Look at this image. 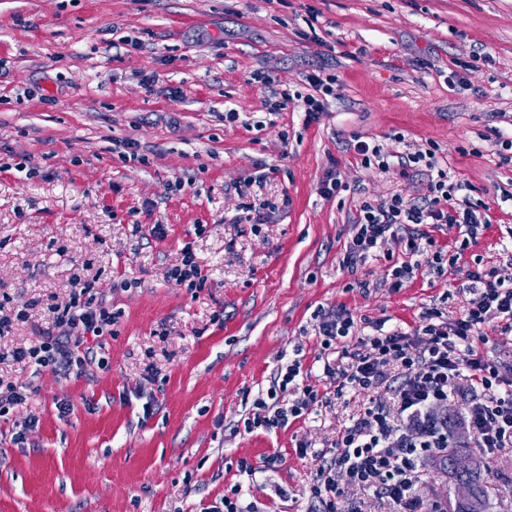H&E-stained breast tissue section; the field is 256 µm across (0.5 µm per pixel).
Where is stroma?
<instances>
[{
    "label": "stroma",
    "mask_w": 512,
    "mask_h": 512,
    "mask_svg": "<svg viewBox=\"0 0 512 512\" xmlns=\"http://www.w3.org/2000/svg\"><path fill=\"white\" fill-rule=\"evenodd\" d=\"M460 61L473 64L464 92L447 82ZM319 67L336 77L327 112L268 114L254 71L304 93ZM398 132L436 147L491 222L469 238L431 227L447 262L395 289L399 245L354 269L343 257L362 202L427 192L425 176L362 167L352 148ZM507 140L512 0H0V303L28 312L0 346L34 340L77 275L119 314L80 375L0 364L1 380L32 392L0 418V512H211L234 487L255 512H311L314 452L391 396L384 383L337 394L317 312H352L353 351L371 323L409 330L434 306L462 313L468 271L512 261ZM125 142L146 163L122 162ZM331 169L346 189L326 199ZM263 202L274 211L252 229L244 207ZM187 242L206 275L191 291L166 277ZM125 279L140 285L123 289ZM294 359L317 396L311 413L246 432L254 399ZM32 418L14 444L13 425ZM479 459L486 512H512V452ZM411 494L423 512L458 510L436 468Z\"/></svg>",
    "instance_id": "1"
}]
</instances>
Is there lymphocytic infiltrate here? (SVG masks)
Listing matches in <instances>:
<instances>
[{
    "label": "lymphocytic infiltrate",
    "instance_id": "1",
    "mask_svg": "<svg viewBox=\"0 0 512 512\" xmlns=\"http://www.w3.org/2000/svg\"><path fill=\"white\" fill-rule=\"evenodd\" d=\"M309 94L271 90L266 102L276 113L298 102L308 120L325 112L334 93L333 76L309 73ZM396 151L364 140L353 146L363 166L412 169L428 179V193L408 202L401 195L362 202L353 219V233L343 261L354 268L376 257L387 243L403 247L407 259L393 267V287L413 279L422 264L441 265V251L425 247L429 226L457 224L477 231L489 223L486 205L467 197L468 183L453 179L440 165L434 150L407 149L403 134H394ZM466 290L470 306L458 317L442 308H429L421 324L407 331H378L362 339L347 361L326 366L337 392L359 394L396 374L392 400L364 409L339 433L331 457L322 458L311 495L321 512H344L346 491L373 492L381 500L410 505V491L430 460L449 443L448 419L433 408L460 396L474 445L486 450L512 448V364L485 357L475 345L483 327L512 332V277L494 268L470 271ZM116 319L112 306L92 281L75 278L68 302L54 308L52 318L37 339L24 347L0 349V360L30 365L37 371L66 377L81 371L87 353L80 338L111 333ZM300 361L288 363L266 395L257 396L245 421L247 431L282 428L309 413L316 402L312 389L297 384Z\"/></svg>",
    "mask_w": 512,
    "mask_h": 512
}]
</instances>
